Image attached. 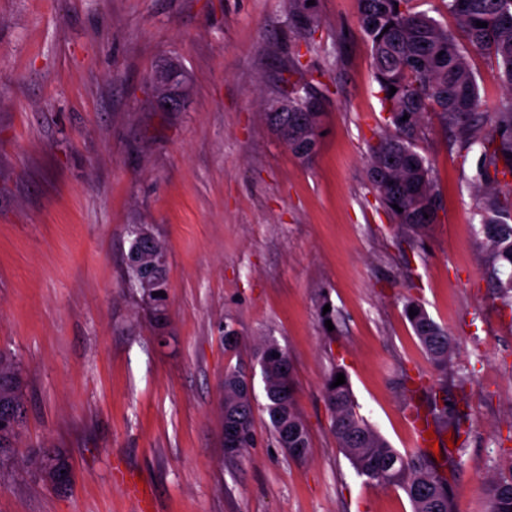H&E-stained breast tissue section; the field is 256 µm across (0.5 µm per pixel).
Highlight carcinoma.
<instances>
[{
  "label": "carcinoma",
  "instance_id": "obj_1",
  "mask_svg": "<svg viewBox=\"0 0 512 512\" xmlns=\"http://www.w3.org/2000/svg\"><path fill=\"white\" fill-rule=\"evenodd\" d=\"M448 13L457 20L456 33L426 11H415L410 0H359V22L370 45L375 78L390 113L389 130L370 145V182L399 228L417 233L436 220L438 201L432 168L417 152L426 137L425 115L435 112L441 124L455 135L461 150L479 153L473 182L477 185L475 212L489 252L485 274L512 306V192L488 189L498 176H512V0H448ZM487 27L476 26L477 22ZM320 24L308 0H288L289 28L313 35ZM486 54L498 70L506 95L490 112L482 110L467 48ZM395 87L389 95V87ZM276 100L288 101V111L267 112V119L282 141L299 158L311 157L321 133L324 96L309 82L299 84ZM409 119H404V116ZM398 208H393V205ZM138 256L126 265L131 286L147 298L155 325L166 320L165 270L143 278L141 266L154 254L165 252L163 241H131ZM423 349L443 380L427 391L426 411L434 424L468 433L448 404V370L453 337L413 301L405 310ZM260 367L271 430L280 447L295 459L306 457L309 433L294 399L292 367L288 355L275 343L255 353ZM338 371L324 382V397L332 410V432L358 475L384 487H399L409 498L412 512H452L448 480L421 450L402 454L371 426L360 412L350 383L333 386ZM25 379L19 366L0 355V466L18 462L15 448L24 419ZM254 385L246 366L238 361L224 368V420H233L239 442L231 456L241 454L255 440ZM53 456L34 457L40 471L46 465L70 463L62 448ZM489 512H512V465L508 474L486 489Z\"/></svg>",
  "mask_w": 512,
  "mask_h": 512
}]
</instances>
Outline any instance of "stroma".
Here are the masks:
<instances>
[{"label":"stroma","instance_id":"1","mask_svg":"<svg viewBox=\"0 0 512 512\" xmlns=\"http://www.w3.org/2000/svg\"><path fill=\"white\" fill-rule=\"evenodd\" d=\"M316 10L308 38L288 0H0V353L26 382L18 454L63 448L72 466L62 491L36 464L0 469V512H135L122 468L154 512H412L356 473L323 395L343 370L376 431L413 451L407 412L440 373L410 300L468 378L448 390L469 429L443 468L453 512H488V482L512 467V308L484 276L478 156L427 116L440 208L402 235L367 177L386 116L358 0ZM295 54L325 95L305 160L266 117ZM171 60L190 85L181 112L155 97ZM132 224L166 247L161 330L126 283ZM268 342L292 364L302 460L278 447L259 381L255 442L224 452V367Z\"/></svg>","mask_w":512,"mask_h":512}]
</instances>
